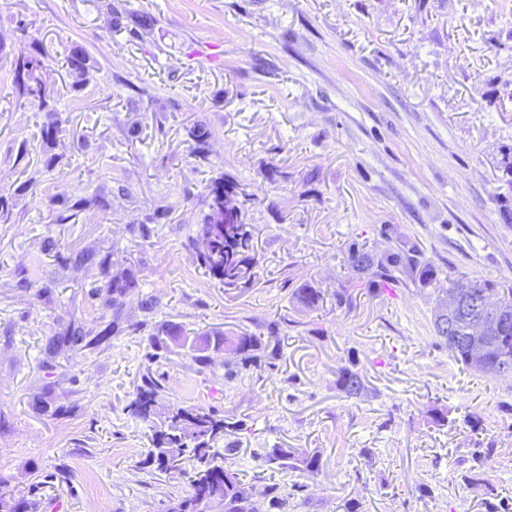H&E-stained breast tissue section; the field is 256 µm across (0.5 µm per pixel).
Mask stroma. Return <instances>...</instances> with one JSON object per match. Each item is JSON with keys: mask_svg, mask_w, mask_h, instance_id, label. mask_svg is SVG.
Returning <instances> with one entry per match:
<instances>
[{"mask_svg": "<svg viewBox=\"0 0 512 512\" xmlns=\"http://www.w3.org/2000/svg\"><path fill=\"white\" fill-rule=\"evenodd\" d=\"M30 56L53 132L17 88ZM508 151L512 0H0V491L42 483L37 512H166L187 485L140 467L151 430L127 409L149 367L163 407L245 421L221 442L226 464L257 496L305 484L288 512H485L512 496V376L463 370L432 328L449 281L512 286ZM223 178L257 261L235 289L194 246ZM353 242L414 246L437 280L404 271L371 292L374 270L346 263ZM105 255L137 282L127 330L46 358L68 323L111 324L86 294ZM305 282L319 310L293 303ZM172 323L274 336L276 368L230 352L203 367L175 345L149 362L148 334ZM348 362L365 378L356 398L336 387ZM275 444L320 454V474L269 467ZM489 446L484 485L460 487ZM60 468L68 481H48Z\"/></svg>", "mask_w": 512, "mask_h": 512, "instance_id": "stroma-1", "label": "stroma"}]
</instances>
